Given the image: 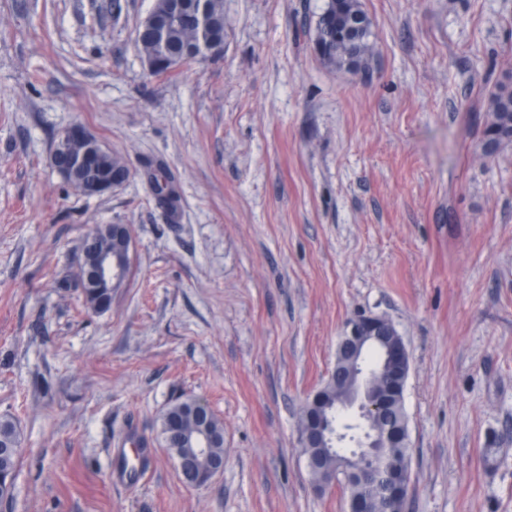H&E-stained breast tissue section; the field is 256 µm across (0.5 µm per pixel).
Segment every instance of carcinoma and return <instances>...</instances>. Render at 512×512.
<instances>
[{
  "mask_svg": "<svg viewBox=\"0 0 512 512\" xmlns=\"http://www.w3.org/2000/svg\"><path fill=\"white\" fill-rule=\"evenodd\" d=\"M209 19L208 32L213 35L224 33V0H206ZM323 11L330 19L329 30L316 27L314 40H325L327 34L336 29L346 28L349 20L357 18L358 27L353 36L338 44H332L328 55L322 61L340 69L364 71L369 65V37L372 35L370 22L362 7L361 0H326ZM199 39V31L180 23H171L165 30L164 36L155 38L151 26H141L136 29V43L140 52L150 55L169 54L184 59L181 50L184 45ZM492 119L483 132L482 149L486 157L492 156L501 144L512 142V89L502 84L491 98ZM121 158L114 154L109 157H98L94 153L86 155L82 166L73 182L78 183L86 178L104 177L111 172ZM89 308L94 311L103 310V306L112 304V288L101 294L92 288L83 289ZM382 428H407V417L403 399L392 403L389 411L379 420ZM204 434L208 437L206 457L192 461L196 476L203 477L208 472L209 463L224 459V423L213 413L199 415L193 403L181 401L172 405L165 413L162 421L161 438L163 445L174 454L186 455L195 447L194 440ZM18 440L13 418L0 417V448H4ZM305 453L318 462V467L311 471L315 482L319 485L329 484L337 477L336 449L307 448ZM381 456L387 467L403 474L409 479V448L386 447L381 449ZM346 485L350 496H363L368 512H403L405 498H390L382 492L365 489V486L354 477H346Z\"/></svg>",
  "mask_w": 512,
  "mask_h": 512,
  "instance_id": "carcinoma-1",
  "label": "carcinoma"
}]
</instances>
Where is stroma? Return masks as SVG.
<instances>
[{
	"label": "stroma",
	"mask_w": 512,
	"mask_h": 512,
	"mask_svg": "<svg viewBox=\"0 0 512 512\" xmlns=\"http://www.w3.org/2000/svg\"><path fill=\"white\" fill-rule=\"evenodd\" d=\"M153 4L0 0V416L21 437L0 512H348L299 422L360 312L410 353L405 512H512V144L481 151L512 0H362L366 74L314 54L325 0H224L223 57L160 77L135 43ZM75 124L125 185L54 170ZM98 224L134 241L104 313L76 285ZM187 398L224 423L198 488L161 445ZM130 173L120 169L108 178L89 181L83 184L84 194L86 196H97L110 193L112 190L122 186L129 178Z\"/></svg>",
	"instance_id": "1"
}]
</instances>
